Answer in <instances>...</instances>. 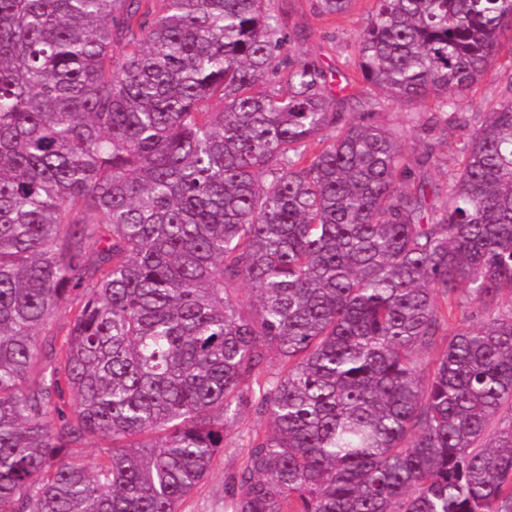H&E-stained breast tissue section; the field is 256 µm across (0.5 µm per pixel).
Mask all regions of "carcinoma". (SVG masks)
Returning a JSON list of instances; mask_svg holds the SVG:
<instances>
[{"label":"carcinoma","instance_id":"obj_1","mask_svg":"<svg viewBox=\"0 0 512 512\" xmlns=\"http://www.w3.org/2000/svg\"><path fill=\"white\" fill-rule=\"evenodd\" d=\"M154 2L0 0V512H178L248 395L230 512H512V96L434 184L267 0ZM374 2L364 82L467 127L512 0Z\"/></svg>","mask_w":512,"mask_h":512}]
</instances>
